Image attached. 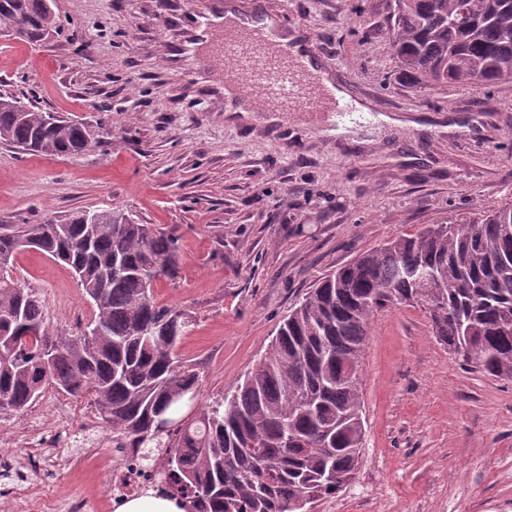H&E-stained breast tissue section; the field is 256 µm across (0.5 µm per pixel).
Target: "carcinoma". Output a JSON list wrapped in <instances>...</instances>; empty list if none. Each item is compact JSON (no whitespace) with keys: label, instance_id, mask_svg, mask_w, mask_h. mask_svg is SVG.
Listing matches in <instances>:
<instances>
[{"label":"carcinoma","instance_id":"obj_1","mask_svg":"<svg viewBox=\"0 0 512 512\" xmlns=\"http://www.w3.org/2000/svg\"><path fill=\"white\" fill-rule=\"evenodd\" d=\"M392 47L419 83L457 87L512 78V0H395ZM54 0H0V29L23 42L58 34ZM0 142L43 157L98 147L89 125L0 95ZM469 230L405 233L361 254L309 291L243 381L189 418L197 369L180 356L192 320L154 288L176 272L178 239L124 210H82L53 224L0 230V414L51 386L93 400L112 435L148 457L165 449L164 494L192 512H302L338 494L359 464L365 427L361 374L373 317L420 304L433 336L478 371L512 379V204ZM33 249L71 270L95 306L76 334L50 331L46 298L13 277Z\"/></svg>","mask_w":512,"mask_h":512}]
</instances>
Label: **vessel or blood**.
<instances>
[{
	"label": "vessel or blood",
	"instance_id": "obj_1",
	"mask_svg": "<svg viewBox=\"0 0 512 512\" xmlns=\"http://www.w3.org/2000/svg\"><path fill=\"white\" fill-rule=\"evenodd\" d=\"M169 25L180 60L196 76L193 91L219 100L223 110L301 112L313 122L346 108L314 37H307L306 53H296L270 0H204Z\"/></svg>",
	"mask_w": 512,
	"mask_h": 512
}]
</instances>
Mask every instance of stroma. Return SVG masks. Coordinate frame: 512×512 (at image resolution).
<instances>
[{
  "instance_id": "stroma-1",
  "label": "stroma",
  "mask_w": 512,
  "mask_h": 512,
  "mask_svg": "<svg viewBox=\"0 0 512 512\" xmlns=\"http://www.w3.org/2000/svg\"><path fill=\"white\" fill-rule=\"evenodd\" d=\"M61 30L45 48L0 39V94L101 124L92 154L41 157L0 143V225L123 208L179 238L159 303L194 318L180 345L199 372V405L220 400L264 354L289 312L336 268L395 237L512 204V79L461 91L422 86L391 51L395 0H281V22L314 33L339 67L352 109L309 125L298 113L227 117L181 88L167 66L165 18L195 0H55ZM429 124L413 135L384 117ZM13 275L43 289L51 330L95 308L63 265L28 250ZM366 433L354 479L314 512H512V381L466 366L435 338L425 310L375 315L362 371ZM74 398L0 415V432L53 431ZM0 446V512L34 494L77 496L104 512L122 460L108 427L92 444Z\"/></svg>"
}]
</instances>
